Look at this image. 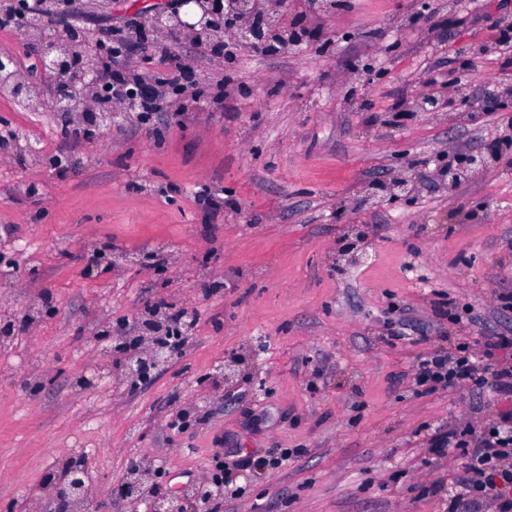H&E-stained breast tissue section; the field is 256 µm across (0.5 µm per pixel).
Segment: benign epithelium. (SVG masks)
I'll return each mask as SVG.
<instances>
[{
	"label": "benign epithelium",
	"instance_id": "7a95c632",
	"mask_svg": "<svg viewBox=\"0 0 512 512\" xmlns=\"http://www.w3.org/2000/svg\"><path fill=\"white\" fill-rule=\"evenodd\" d=\"M0 6L22 20L38 56L45 59L42 74L52 77V99L72 126L91 131L99 125L112 123L117 113L104 112L101 106L118 98L131 107L136 105L146 80L138 72L118 88L102 79L98 55L101 35L82 27L69 26L65 24V17L59 16L57 20L69 30L68 36L62 39L51 32L50 25L32 8L30 0H0ZM185 6L189 7L186 13L178 10L172 14L163 8L150 10L144 28L160 36L176 34L224 57H231L241 49L265 48L271 41L279 43L283 50H292L301 44L285 29L288 0H180V7ZM439 9L440 5L434 0H415L408 29L433 28ZM136 50L142 55L147 54L140 36L127 34L121 39L119 49L112 51V58L126 59ZM14 64L12 53L7 50L0 52V77L11 82L15 98L26 99L31 96L38 78L18 77ZM446 103L469 105L470 95L466 87L458 86ZM446 103L430 93L416 100L415 107L421 111L437 112ZM0 148L22 150L16 132L6 124L0 126ZM498 161L496 156L487 158L482 154H471L444 167L442 177L448 182V188L453 189L463 178L486 171ZM412 193L411 180L399 177L391 181L383 193L370 194L365 201L382 207ZM365 237L364 225H352L341 240V253L358 260V249ZM191 324L192 319L184 313L175 324L167 313L151 310L137 320L135 336L110 327L103 330L98 339L106 343V352L111 360L102 366V370L131 386L136 385L152 369L172 357V352L160 344L159 337L171 331L183 338ZM150 475L151 472L140 465L130 468L122 485V496L131 502L142 500L151 489L148 485ZM90 483L87 458L78 455L66 460L62 475L50 479L45 490L55 505V512H101L102 505L92 494ZM212 496L210 485L199 483L185 494L156 495L152 500V512H211Z\"/></svg>",
	"mask_w": 512,
	"mask_h": 512
}]
</instances>
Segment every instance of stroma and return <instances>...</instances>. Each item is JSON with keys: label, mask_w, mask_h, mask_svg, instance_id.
I'll use <instances>...</instances> for the list:
<instances>
[{"label": "stroma", "mask_w": 512, "mask_h": 512, "mask_svg": "<svg viewBox=\"0 0 512 512\" xmlns=\"http://www.w3.org/2000/svg\"><path fill=\"white\" fill-rule=\"evenodd\" d=\"M501 2L473 0L421 34L400 30L414 0H337L322 22L291 0L289 26L311 32L299 49L228 64L180 42L197 87L188 111L133 112L74 145L60 113L0 100V124L42 158L0 155V267L30 270L0 280V307L38 312L0 344V512L78 454L109 512H148L118 495L143 454L178 492L229 465L222 512H445L465 460L431 439L483 427L498 398L469 384L425 394L415 372L458 341L512 336L500 301L512 294V167L453 190L437 171L482 151L512 102L404 106L430 75L468 77L477 101L512 82L505 55H470L497 39L483 18ZM167 3L83 5L76 20L104 27ZM408 160L414 200L358 208ZM351 224L368 228L367 258L340 272ZM104 245L129 264L87 271L82 257ZM158 300L193 312L192 335L137 389L116 390L88 326L133 325ZM401 323L410 339L388 343ZM231 360L237 376L214 381ZM268 448L298 454L275 467Z\"/></svg>", "instance_id": "stroma-1"}]
</instances>
